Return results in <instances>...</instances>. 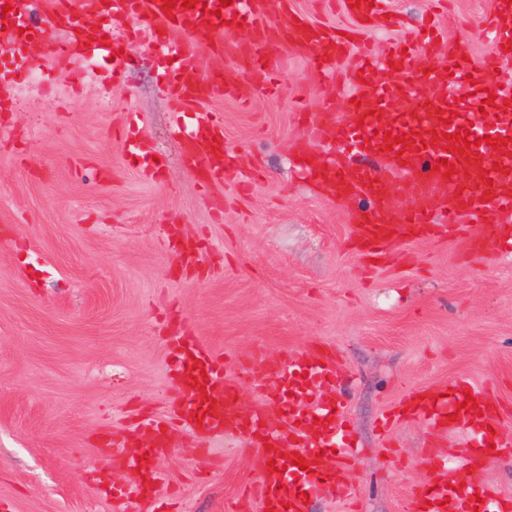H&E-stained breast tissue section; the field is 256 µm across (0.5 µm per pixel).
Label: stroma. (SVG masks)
I'll list each match as a JSON object with an SVG mask.
<instances>
[{
    "label": "stroma",
    "instance_id": "stroma-1",
    "mask_svg": "<svg viewBox=\"0 0 512 512\" xmlns=\"http://www.w3.org/2000/svg\"><path fill=\"white\" fill-rule=\"evenodd\" d=\"M493 7L390 0L414 30L437 14L478 59L491 50L483 22ZM133 26L112 22L124 48L116 80L108 62L54 66L33 26L31 77L9 89L14 111L0 112V512H114L101 451L180 395L168 366L178 326L224 355L231 373L256 345L273 357L337 354L359 481L354 506L327 487L311 512H407L430 480L428 458L462 482L477 445L482 478L512 503V447L489 450L479 431L411 418L381 428L413 390L463 377L501 405L512 434V252L465 260L441 225L364 268L350 206L315 189L295 151L296 100L336 115L347 91L289 53L277 92L243 75L239 97L207 102L237 158L222 182L201 188L149 36L124 37ZM130 113L164 162L159 181L112 135ZM173 224L200 243L194 274L165 249ZM264 463L235 436L177 429L158 459V494L178 512H258L244 490Z\"/></svg>",
    "mask_w": 512,
    "mask_h": 512
}]
</instances>
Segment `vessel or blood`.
<instances>
[{
	"instance_id": "vessel-or-blood-1",
	"label": "vessel or blood",
	"mask_w": 512,
	"mask_h": 512,
	"mask_svg": "<svg viewBox=\"0 0 512 512\" xmlns=\"http://www.w3.org/2000/svg\"><path fill=\"white\" fill-rule=\"evenodd\" d=\"M340 3L358 29L380 22L388 27L399 24L397 18L387 17L386 0H374L370 7L351 6L350 0ZM107 4L112 16L135 21L138 31L150 34L153 49L170 58L166 97L172 112L193 115L184 133L188 159L203 169L207 184L223 181L231 159L228 148L220 143L224 125L204 104L239 95L237 77L220 75L213 65L215 57L232 58L240 74L261 77L271 89L282 48L303 58L316 74L333 79L351 44L333 28L312 26L291 16L288 0H233L227 6L220 0H199L198 6L179 4L170 11L163 10L162 0H107ZM82 12L83 0H50L43 25L66 34L64 44L55 49L57 61L116 55V46L103 40L99 26L83 22ZM274 13L285 16L284 25L270 24ZM486 35L492 49L478 62L470 59L463 46L431 33L395 38L383 54L367 51L358 57L349 78L350 101L343 120L330 124L325 113L301 112L303 169L309 181L355 206L359 221L352 227L351 239L364 264L386 260L396 243L392 224L379 220V213L400 210L402 234L421 237L433 232V208L441 200L448 203L446 224H456L465 216L477 222L466 236V258L481 257L512 241V225L507 222L512 216V83L495 92L494 103L501 109L496 121L486 120L480 111L486 99L482 90L486 74L512 67V51L503 49L512 40V0H496ZM21 49L16 29L0 30V86L17 83ZM437 54L445 57L442 68L424 72L418 56ZM406 98L412 99V110L397 112V103ZM390 114L395 117V135H419L418 142L400 157L387 150L384 142L381 118ZM457 133L479 140L478 149H467L461 142L447 144L446 135ZM488 136L505 140L503 151L485 144ZM331 140L347 153L384 155L391 175L327 157L320 148ZM444 159L454 167L448 178L436 169ZM170 373L184 391L174 409L180 427L224 430L244 439L249 447L265 448L273 459V467L263 468L253 484L261 512H307L302 489L292 481L300 472L295 463L299 457L313 464L312 486L334 487L342 498L354 495L357 471L352 448L328 450L331 436L342 430L344 416L335 396L338 371L332 352L291 350L273 359L258 346L231 377L221 357L195 336L183 335L171 343ZM270 377L277 380L279 392L272 404L261 396ZM468 387L466 380H453L441 393L411 397L408 410L430 425H447L448 415L453 414L457 425L497 431L499 410L484 401L476 407L466 405ZM246 399L252 406L244 415L237 406ZM139 429L150 433L152 447L145 459L127 461L129 486L114 489L113 495L122 499L133 494L142 512H163L155 490L162 482L157 457L167 425L145 419ZM430 467L433 476L428 490L413 498L421 512H447L441 505L445 499L456 505V512H473L476 498H488L481 475H473L463 488L454 490L448 488L438 462Z\"/></svg>"
}]
</instances>
